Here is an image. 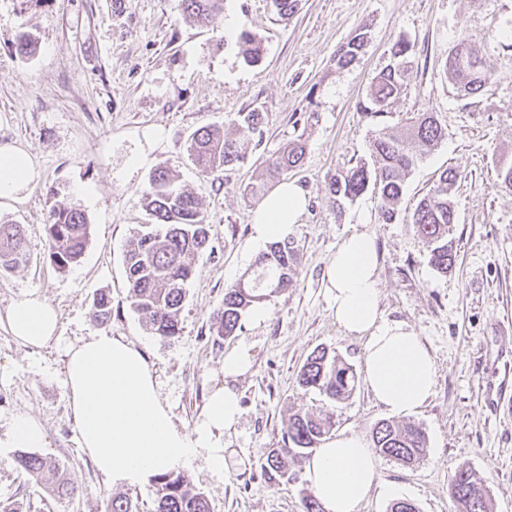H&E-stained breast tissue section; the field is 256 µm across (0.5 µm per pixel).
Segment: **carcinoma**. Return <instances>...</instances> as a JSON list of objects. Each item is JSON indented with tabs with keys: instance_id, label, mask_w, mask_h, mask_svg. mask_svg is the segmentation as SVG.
<instances>
[{
	"instance_id": "obj_1",
	"label": "carcinoma",
	"mask_w": 512,
	"mask_h": 512,
	"mask_svg": "<svg viewBox=\"0 0 512 512\" xmlns=\"http://www.w3.org/2000/svg\"><path fill=\"white\" fill-rule=\"evenodd\" d=\"M224 0H179L181 11L201 26H209L223 10ZM367 33L360 29L336 54L340 68L350 65L363 49ZM244 59L257 63L261 46L244 31L239 36ZM415 44L401 38L392 48V60L376 77L365 99L358 102L359 111L372 119L388 114L390 105L411 82ZM445 75L467 95L477 93L491 78L484 66L480 47L473 38L461 39L445 59ZM263 113L254 109L241 112L234 129L227 131L216 125L197 129L189 138L187 150L199 171L212 173L232 167L244 159V146L261 134ZM445 137V132L432 112H421L405 127H384L370 142L374 167L358 162L346 172L330 179L329 193L339 203L352 202L368 189L377 190L382 201V217L391 222L396 217L403 195L404 179L419 160V147L431 146ZM305 145L297 139L268 160V170L278 174L297 166L304 158ZM462 172L445 170L436 184L418 202L414 214L418 236L429 248V264L437 273L448 275L456 261L450 237L455 213L451 197ZM146 209L154 223L138 233L126 252L124 264L131 306L146 328L162 340L176 336L179 314L186 296V284L195 273L196 257L209 246L208 224L199 200L176 185L168 170H156L143 195ZM49 257L62 271L77 262L90 238L91 224L84 211L74 202H57L50 209L45 224ZM24 234L19 224H0V270H11L27 261ZM297 248L288 238L272 243L252 269L225 289L224 306L214 318L216 336L220 339L236 335L241 319L249 307L285 291L296 282ZM111 316V301L100 293L94 301L93 317L103 323ZM299 385L315 389L332 401L348 399L355 389L352 367L324 348L314 350L301 367ZM333 416L295 413L288 418L281 448L268 451L261 470L268 480H291V464L307 458L333 429ZM373 448L386 458L402 465L420 461L426 452L424 431L411 424L378 423L372 432ZM20 467L31 475L45 471L58 474L56 492L73 497L76 487L60 474L53 458L25 452L18 459ZM481 478L469 466L461 464L454 471L451 489L457 512H492L490 500L481 493ZM156 512H210L204 494L181 473L170 471L154 478Z\"/></svg>"
}]
</instances>
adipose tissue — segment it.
Returning <instances> with one entry per match:
<instances>
[{"mask_svg":"<svg viewBox=\"0 0 512 512\" xmlns=\"http://www.w3.org/2000/svg\"><path fill=\"white\" fill-rule=\"evenodd\" d=\"M39 173L27 151L0 146V198L33 187ZM307 206L300 186L279 184L253 215L254 241L271 244L292 234ZM378 260L373 236L357 231L343 239L327 269V301L338 328L363 341L364 380L385 409L406 414L431 396L436 363L419 336L384 318L379 306ZM4 319L26 346L51 341L58 315L45 300L13 302ZM250 368L246 348L224 356L228 385L212 392L193 431L178 428L162 398L152 364L140 348L102 334L72 346L66 384L82 448L113 484L141 486L156 475L204 458L224 472V434L237 425L241 408L231 380ZM305 477L325 512H359L377 484V456L356 434H343L318 448L304 464Z\"/></svg>","mask_w":512,"mask_h":512,"instance_id":"adipose-tissue-1","label":"adipose tissue"}]
</instances>
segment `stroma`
<instances>
[{
  "label": "stroma",
  "mask_w": 512,
  "mask_h": 512,
  "mask_svg": "<svg viewBox=\"0 0 512 512\" xmlns=\"http://www.w3.org/2000/svg\"><path fill=\"white\" fill-rule=\"evenodd\" d=\"M362 27L369 33L362 54L338 67L339 47ZM508 28L512 0H301L285 21L271 0H224L206 28L183 15L178 0H0V145L25 148L40 171L33 189L0 201V220L22 225L28 249L26 264L0 271V316L27 296L59 315L56 337L40 349L0 323V438L13 416H30L45 432V455L78 489L59 497L54 475L28 474L17 463L18 449L0 447V504L19 512H107L112 496L126 495L137 512H155L153 485H112L80 446L66 353L106 333L144 349L176 425L188 432L210 393L226 384L225 353L248 347L250 370L229 383L242 415L224 437L227 472L210 470L201 457L183 469L211 512H304L306 478L273 485L260 464L268 449L282 447L291 413L322 410L333 411L337 435L367 438L387 419L426 434L420 464L378 458V483L360 512H389L397 500L417 512H455L450 485L462 463L480 475L493 512H512V191L497 179L500 164L512 162V51L499 36ZM244 31L261 42V62L244 60ZM23 34L37 42L27 57L13 49ZM464 36L478 40L492 73L473 96L443 71ZM401 37L417 47L414 76L378 124L357 104ZM253 109L264 115L263 132L247 145L244 162L200 172L187 151L189 135ZM425 111L435 113L447 136L423 148L395 220L383 221L371 191L337 208L331 176L369 159L378 125L397 127ZM297 138L306 142L301 165L269 177L266 159ZM159 168L198 198L210 237L186 285L180 332L165 341L131 307L124 268L137 230L153 221L142 196ZM448 168L462 177L453 197L457 258L444 276L430 266L411 215ZM282 179L302 186L308 198L292 233L296 282L266 300L264 320L244 315L235 336L216 339L213 315L225 288L261 253L251 224L259 200L251 190H273ZM57 199L80 205L92 226L84 255L63 272L49 258L44 231ZM355 231L375 239L384 317L412 329L436 362L432 396L405 415L390 414L361 381L335 406L298 384L319 347L364 370L362 339L339 330L325 296L329 259ZM102 290L112 301L103 325L92 318Z\"/></svg>",
  "instance_id": "stroma-1"
}]
</instances>
